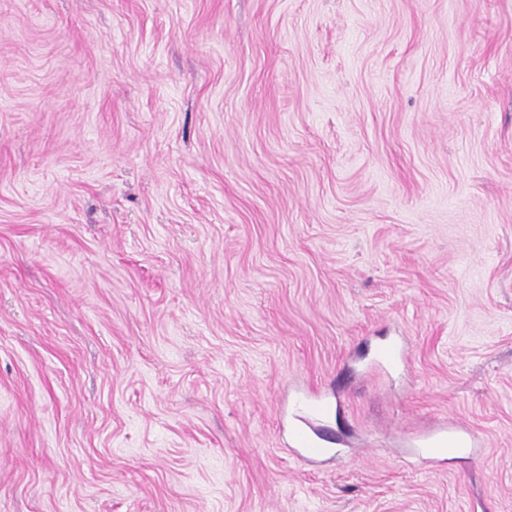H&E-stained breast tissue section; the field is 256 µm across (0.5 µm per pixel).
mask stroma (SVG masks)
<instances>
[{
  "instance_id": "obj_1",
  "label": "stroma",
  "mask_w": 512,
  "mask_h": 512,
  "mask_svg": "<svg viewBox=\"0 0 512 512\" xmlns=\"http://www.w3.org/2000/svg\"><path fill=\"white\" fill-rule=\"evenodd\" d=\"M0 512H512V0H0ZM321 396L315 391H310L301 397L297 402L298 426L292 432L295 443L298 446L300 455L309 460L319 459L326 455L336 453L335 448H323L325 444H334V438L328 434L310 432L308 426V418L319 421L326 420V413L320 403ZM454 427H440L424 433L415 444L419 450L418 456L426 460L432 461L433 457L442 454H452L461 446L472 447L474 442L471 438H466L454 431ZM453 433L454 435H448Z\"/></svg>"
}]
</instances>
